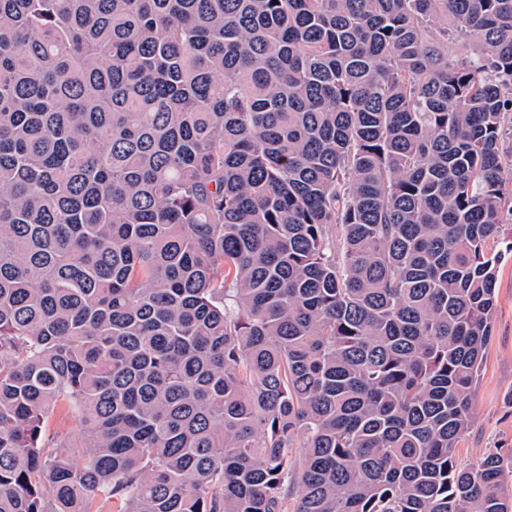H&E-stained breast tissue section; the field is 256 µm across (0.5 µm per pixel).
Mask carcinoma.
<instances>
[{
  "instance_id": "carcinoma-1",
  "label": "carcinoma",
  "mask_w": 512,
  "mask_h": 512,
  "mask_svg": "<svg viewBox=\"0 0 512 512\" xmlns=\"http://www.w3.org/2000/svg\"><path fill=\"white\" fill-rule=\"evenodd\" d=\"M507 124L512 0H0V512H512ZM492 336L474 397V417L457 448L461 465L493 448L512 447V254L499 266ZM81 429L79 417L72 409L57 406L45 418V436L50 444L75 441Z\"/></svg>"
}]
</instances>
